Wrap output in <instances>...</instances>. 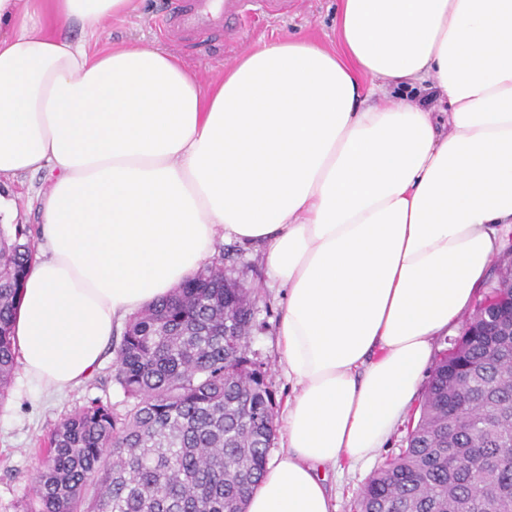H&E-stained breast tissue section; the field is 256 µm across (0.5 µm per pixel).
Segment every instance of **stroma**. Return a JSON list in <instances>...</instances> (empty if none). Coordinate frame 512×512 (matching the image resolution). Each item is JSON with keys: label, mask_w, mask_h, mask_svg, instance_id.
I'll use <instances>...</instances> for the list:
<instances>
[{"label": "stroma", "mask_w": 512, "mask_h": 512, "mask_svg": "<svg viewBox=\"0 0 512 512\" xmlns=\"http://www.w3.org/2000/svg\"><path fill=\"white\" fill-rule=\"evenodd\" d=\"M176 6L177 0H144L137 11L106 21L96 42L101 47L115 42L160 47L195 69L201 81L207 83L223 75L225 68L242 54L266 42L289 36L332 48L340 41L336 27L340 0H292L287 16L256 19L251 27L245 28L242 37L234 39L228 38L223 28L199 39L166 31L164 23ZM47 189V181L39 174L0 180V197L10 203L11 223L28 228L39 254L43 253L44 244L39 236L38 197ZM214 251L223 255L225 266L234 268L236 276L254 291L255 326L249 349L267 371L275 392L276 416H283L291 386L279 364L276 330L285 292L267 287L259 252L221 239L216 241ZM114 370L115 352L109 348L90 378L59 392L30 381L23 369H15L11 386L0 399V512H22L33 493L44 442L61 418L93 398L110 403L115 410H124L125 397L112 380ZM419 414V406H412L374 460L356 471L344 472L337 479L336 512H352L368 478L405 448Z\"/></svg>", "instance_id": "1"}]
</instances>
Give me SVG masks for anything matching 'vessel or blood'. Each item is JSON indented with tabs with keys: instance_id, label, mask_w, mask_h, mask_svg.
Wrapping results in <instances>:
<instances>
[{
	"instance_id": "obj_1",
	"label": "vessel or blood",
	"mask_w": 512,
	"mask_h": 512,
	"mask_svg": "<svg viewBox=\"0 0 512 512\" xmlns=\"http://www.w3.org/2000/svg\"><path fill=\"white\" fill-rule=\"evenodd\" d=\"M291 0H181L173 20L178 31L200 35L226 17H242L261 12L268 15L287 13Z\"/></svg>"
}]
</instances>
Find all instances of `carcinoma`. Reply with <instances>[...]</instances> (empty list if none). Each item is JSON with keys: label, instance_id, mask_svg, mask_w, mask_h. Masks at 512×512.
<instances>
[{"label": "carcinoma", "instance_id": "carcinoma-1", "mask_svg": "<svg viewBox=\"0 0 512 512\" xmlns=\"http://www.w3.org/2000/svg\"><path fill=\"white\" fill-rule=\"evenodd\" d=\"M33 259L0 224V398ZM253 291L204 266L130 318L115 382L51 430L26 512H246L275 433V395L249 357ZM433 368L406 448L367 481L355 512H512V335L463 336Z\"/></svg>", "mask_w": 512, "mask_h": 512}]
</instances>
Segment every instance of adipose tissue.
Masks as SVG:
<instances>
[{
	"label": "adipose tissue",
	"mask_w": 512,
	"mask_h": 512,
	"mask_svg": "<svg viewBox=\"0 0 512 512\" xmlns=\"http://www.w3.org/2000/svg\"><path fill=\"white\" fill-rule=\"evenodd\" d=\"M139 2L0 0V178H51L23 370L81 383L217 236L260 246L294 390L246 512H336L330 472L385 447L512 226V0H341L339 49L278 39L207 85L160 48L89 49Z\"/></svg>",
	"instance_id": "adipose-tissue-1"
}]
</instances>
